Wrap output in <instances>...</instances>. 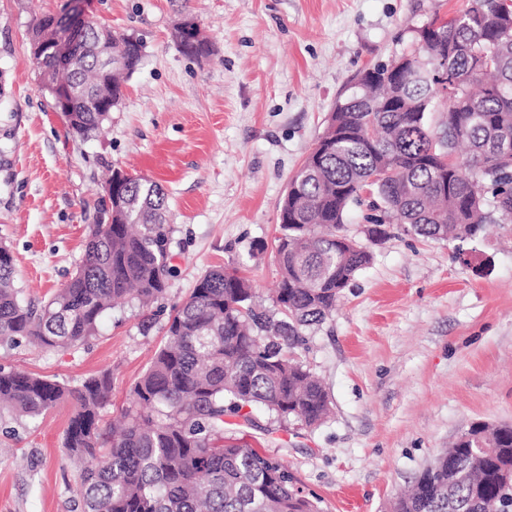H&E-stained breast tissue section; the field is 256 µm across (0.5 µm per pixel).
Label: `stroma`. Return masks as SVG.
Returning <instances> with one entry per match:
<instances>
[{
	"label": "stroma",
	"instance_id": "1",
	"mask_svg": "<svg viewBox=\"0 0 512 512\" xmlns=\"http://www.w3.org/2000/svg\"><path fill=\"white\" fill-rule=\"evenodd\" d=\"M473 0H85L117 34L145 44L142 67L101 136L74 135L31 54L35 18L64 0H0V242L24 301L71 276L102 184L121 167L168 194L177 269L151 309L114 307L85 343H0V365L76 382L112 374L113 419L165 340L196 278L228 266L271 305L288 181L365 69L411 51L418 29ZM193 16L212 52L173 38ZM264 250H254V243ZM371 263L299 357L331 411L315 428L252 412L237 437L277 457L324 512H392L398 494L474 422L512 424V224L464 242L391 225ZM63 403L31 420L0 410V512H81Z\"/></svg>",
	"mask_w": 512,
	"mask_h": 512
}]
</instances>
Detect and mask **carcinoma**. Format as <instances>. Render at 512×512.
Wrapping results in <instances>:
<instances>
[{
  "mask_svg": "<svg viewBox=\"0 0 512 512\" xmlns=\"http://www.w3.org/2000/svg\"><path fill=\"white\" fill-rule=\"evenodd\" d=\"M55 17L35 20L43 42L33 64L44 86L75 92L70 128L94 137L106 112L85 108L102 93L117 107L119 75L131 76L144 57L130 42L91 19L83 37L112 44V72L98 58L64 72L49 46ZM448 56L421 47L414 67L398 76L372 67L365 88L338 101L327 126L280 203L275 248L279 284L273 308L257 302L252 283L234 268L199 276L169 316L165 343L132 392L138 407L123 412L110 434L103 413L112 405V374L76 383L0 366V404L35 419L57 405L74 406L64 437L67 455L82 462L76 493L82 512H322L320 501L296 486L280 460L226 436V417L252 422L261 406L281 420L320 424L328 392L299 360L306 335L336 308L342 291L370 264L360 243L348 245L344 217L369 206L378 236L396 222L423 238H471L496 214L512 223V0H473L448 19ZM181 51L210 55L207 39L176 32ZM448 71V87L433 74ZM446 106L432 127L428 114ZM385 174L380 181L371 177ZM83 255L71 278L40 305L22 301L14 259L0 243V342L26 338L47 349L95 335L118 300L147 307L161 299L171 275L167 194L158 182L113 170ZM122 200L117 205L110 193ZM467 471L460 484L455 473ZM512 425L474 423L397 498L394 512H501L512 509Z\"/></svg>",
  "mask_w": 512,
  "mask_h": 512,
  "instance_id": "obj_1",
  "label": "carcinoma"
}]
</instances>
